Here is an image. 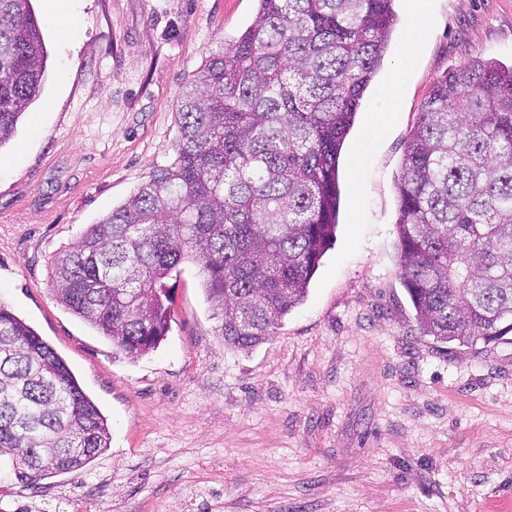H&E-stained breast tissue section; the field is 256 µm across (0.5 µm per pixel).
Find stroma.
Masks as SVG:
<instances>
[{"label": "stroma", "instance_id": "obj_1", "mask_svg": "<svg viewBox=\"0 0 512 512\" xmlns=\"http://www.w3.org/2000/svg\"><path fill=\"white\" fill-rule=\"evenodd\" d=\"M39 96L0 147V301L69 365L107 417L90 470L29 486L0 463V512H512V332L458 350L423 335L399 275L396 182L434 83L512 66V0H431L384 133L366 132L414 26L391 45L346 150L335 245L304 303L251 350L225 345L199 265L174 317L129 357L60 305L50 265L176 156L178 96L257 0H32ZM74 21L71 31L55 15Z\"/></svg>", "mask_w": 512, "mask_h": 512}]
</instances>
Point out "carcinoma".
<instances>
[{
  "label": "carcinoma",
  "instance_id": "cac0c4a2",
  "mask_svg": "<svg viewBox=\"0 0 512 512\" xmlns=\"http://www.w3.org/2000/svg\"><path fill=\"white\" fill-rule=\"evenodd\" d=\"M253 23L179 96L176 157L51 263L73 314L139 356L173 321L169 279L199 263L224 343L251 349L306 297L336 241L339 158L386 52L393 0H258ZM47 52L31 0H0V148ZM399 272L428 336L512 332V67L437 81L398 185ZM107 419L56 351L0 303V458L37 484L110 447Z\"/></svg>",
  "mask_w": 512,
  "mask_h": 512
}]
</instances>
